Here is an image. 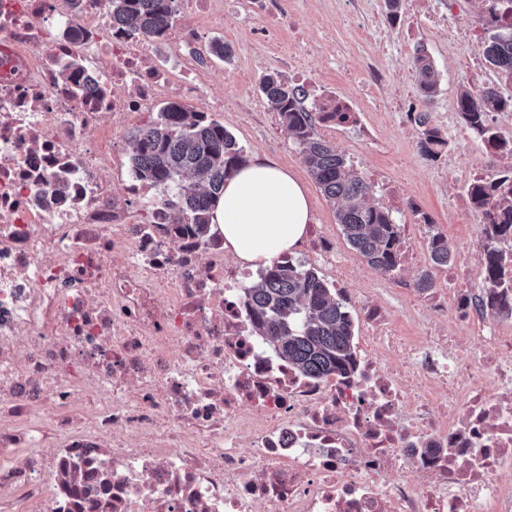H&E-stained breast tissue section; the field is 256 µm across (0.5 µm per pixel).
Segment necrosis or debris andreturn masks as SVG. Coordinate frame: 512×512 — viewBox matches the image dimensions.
Listing matches in <instances>:
<instances>
[{
	"label": "necrosis or debris",
	"instance_id": "1",
	"mask_svg": "<svg viewBox=\"0 0 512 512\" xmlns=\"http://www.w3.org/2000/svg\"><path fill=\"white\" fill-rule=\"evenodd\" d=\"M0 512H512V336L458 360L369 312L358 373L259 355L249 272L117 141L165 95L212 107L202 31L110 0H0ZM112 19L142 36L161 37L172 24L174 0H110Z\"/></svg>",
	"mask_w": 512,
	"mask_h": 512
}]
</instances>
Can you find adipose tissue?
<instances>
[{"label":"adipose tissue","mask_w":512,"mask_h":512,"mask_svg":"<svg viewBox=\"0 0 512 512\" xmlns=\"http://www.w3.org/2000/svg\"><path fill=\"white\" fill-rule=\"evenodd\" d=\"M314 221L303 183L276 161L255 156L224 182L211 229L243 268L258 270L295 253Z\"/></svg>","instance_id":"adipose-tissue-1"}]
</instances>
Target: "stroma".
I'll use <instances>...</instances> for the list:
<instances>
[{"instance_id": "35a3bbf8", "label": "stroma", "mask_w": 512, "mask_h": 512, "mask_svg": "<svg viewBox=\"0 0 512 512\" xmlns=\"http://www.w3.org/2000/svg\"><path fill=\"white\" fill-rule=\"evenodd\" d=\"M292 23L277 43L268 44L257 30L267 12ZM386 0H265L256 7L251 0H224V31L217 39L228 49L227 57L212 64L217 73L213 90L223 105L213 118L231 133L246 155H267L292 171L305 184L311 200L314 224L329 236L336 259L353 272L345 285V297L356 325H363L366 308H374L400 336H416L422 329L432 335L456 338L454 354L468 359L476 344L472 324L456 320L433 323L429 309L437 298L455 292L476 295L483 290V238L480 219L473 210L454 211L453 202L463 197L465 177L483 164L484 144L477 136L452 141L449 124H460L457 94L461 86L473 90L502 85L497 70L486 62L469 67V44L448 39L449 24L482 26L478 5L457 17L448 14V0H402L400 19L389 24ZM306 37L308 57L293 45L292 32ZM433 59L439 91L432 101L421 97L414 60L418 48ZM378 70L398 81V94L372 87L369 71ZM280 74L306 89L324 85L351 102L358 114L356 125L339 128L333 142L366 180L375 185L368 202L390 206L407 245L422 249L417 268L400 265L385 274L368 265L350 249L336 221V208L304 165L276 112L263 106L260 82L265 75ZM427 113L429 126L446 136L437 158L420 150L423 126L416 121ZM398 188L392 200H384L381 186ZM441 233L455 257V268L467 271L462 285H455L447 271H436L434 297L401 287V279H416L428 267L424 251L432 234Z\"/></svg>"}]
</instances>
